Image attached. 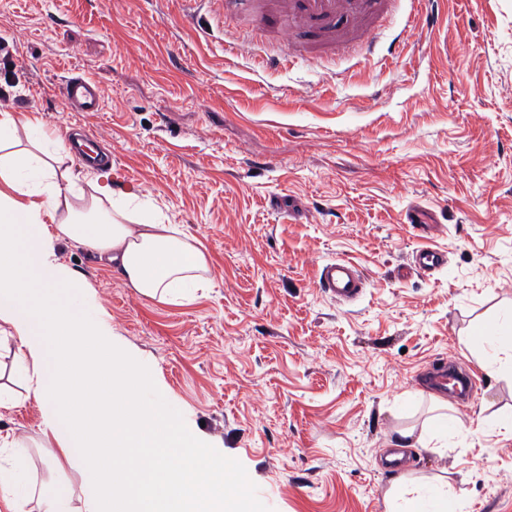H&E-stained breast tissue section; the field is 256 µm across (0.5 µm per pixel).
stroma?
<instances>
[{
  "label": "stroma",
  "mask_w": 512,
  "mask_h": 512,
  "mask_svg": "<svg viewBox=\"0 0 512 512\" xmlns=\"http://www.w3.org/2000/svg\"><path fill=\"white\" fill-rule=\"evenodd\" d=\"M370 57L287 62L213 0H0V112L38 113L112 156L114 189L160 206L210 257L209 288L140 297L98 257H61L97 292L116 341L198 425L250 512H386L400 430L422 428L429 378L474 379L448 412L470 426L444 449L406 450L464 512H512V378L464 339L512 307V0H447L437 29L389 15ZM102 91L72 112L70 72ZM444 256L430 270L413 253ZM333 259L366 288L339 303L318 284ZM0 435L27 439L37 482L82 475L39 448L26 383Z\"/></svg>",
  "instance_id": "35a3bbf8"
}]
</instances>
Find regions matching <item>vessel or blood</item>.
Segmentation results:
<instances>
[{
	"label": "vessel or blood",
	"instance_id": "b4317fda",
	"mask_svg": "<svg viewBox=\"0 0 512 512\" xmlns=\"http://www.w3.org/2000/svg\"><path fill=\"white\" fill-rule=\"evenodd\" d=\"M398 0H277L273 8L259 9L257 27L275 31L280 47L289 57L306 55L310 49L345 50L356 46L371 53L379 20L392 13ZM409 24H416L423 4H430L431 25H438L445 14V0H410ZM62 95L67 108L74 112H98L102 109L100 89L81 75L65 79ZM319 285L340 301L360 297L365 280L360 270L346 260H334L322 266Z\"/></svg>",
	"mask_w": 512,
	"mask_h": 512
}]
</instances>
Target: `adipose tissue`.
Here are the masks:
<instances>
[{
    "label": "adipose tissue",
    "instance_id": "1",
    "mask_svg": "<svg viewBox=\"0 0 512 512\" xmlns=\"http://www.w3.org/2000/svg\"><path fill=\"white\" fill-rule=\"evenodd\" d=\"M63 136L38 114L0 113V343L16 345L40 411V447L79 467V493L37 485L23 439L0 488L30 512H244L243 483L203 453L198 431L156 397L154 374L113 337L95 290L59 254L71 241L118 270L140 296L173 302L210 283L209 258L161 209L95 184L76 205L79 174L63 164ZM482 368L512 373V314L483 328ZM387 512H459L447 485L403 475Z\"/></svg>",
    "mask_w": 512,
    "mask_h": 512
}]
</instances>
